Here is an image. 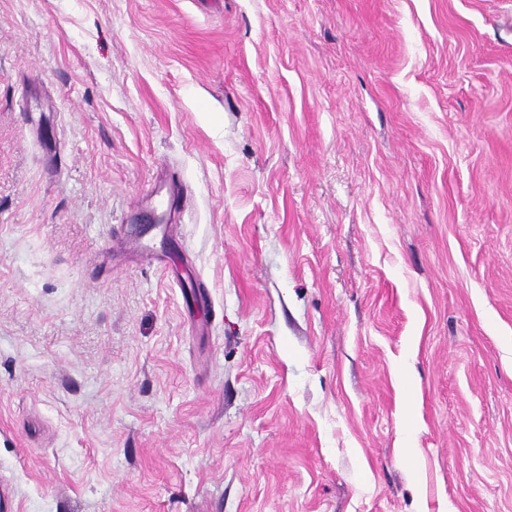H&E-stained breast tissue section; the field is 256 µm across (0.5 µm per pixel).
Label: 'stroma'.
<instances>
[{"instance_id": "obj_1", "label": "stroma", "mask_w": 512, "mask_h": 512, "mask_svg": "<svg viewBox=\"0 0 512 512\" xmlns=\"http://www.w3.org/2000/svg\"><path fill=\"white\" fill-rule=\"evenodd\" d=\"M11 512H512V0H0Z\"/></svg>"}]
</instances>
